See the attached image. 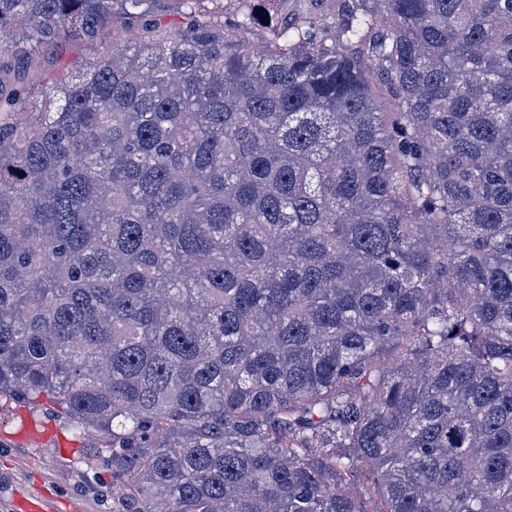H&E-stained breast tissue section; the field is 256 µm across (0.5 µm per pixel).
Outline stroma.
<instances>
[{"mask_svg": "<svg viewBox=\"0 0 512 512\" xmlns=\"http://www.w3.org/2000/svg\"><path fill=\"white\" fill-rule=\"evenodd\" d=\"M125 37L116 24L93 44L61 41L42 48L45 65L29 78L47 87L49 75ZM96 443L61 409L47 408L44 401L0 399V512H11L16 499L29 495L44 497L50 512H116L112 470L103 461L91 459Z\"/></svg>", "mask_w": 512, "mask_h": 512, "instance_id": "35a3bbf8", "label": "stroma"}]
</instances>
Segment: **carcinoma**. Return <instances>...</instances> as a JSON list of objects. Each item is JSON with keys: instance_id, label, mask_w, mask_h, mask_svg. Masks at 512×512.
<instances>
[{"instance_id": "cac0c4a2", "label": "carcinoma", "mask_w": 512, "mask_h": 512, "mask_svg": "<svg viewBox=\"0 0 512 512\" xmlns=\"http://www.w3.org/2000/svg\"><path fill=\"white\" fill-rule=\"evenodd\" d=\"M176 2L0 0V397L118 512H512V0ZM127 35L119 23L109 27L103 34L101 40L94 44L61 41L56 44L41 49V55L45 60V66L39 70H30L29 79L35 84L40 85L44 92L48 89L49 75L65 68H70L74 63L83 59L94 57L108 47H112V39H127ZM33 72V73H32Z\"/></svg>"}]
</instances>
